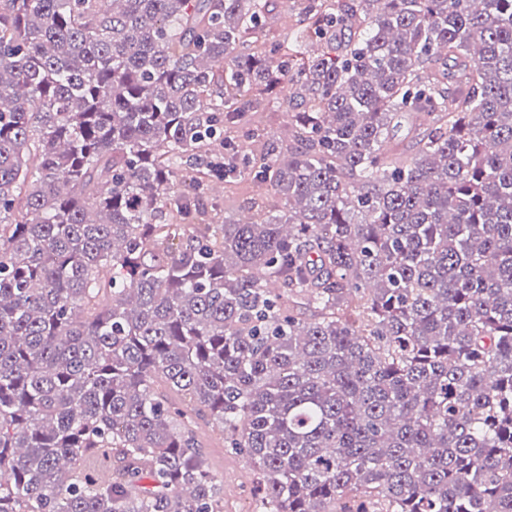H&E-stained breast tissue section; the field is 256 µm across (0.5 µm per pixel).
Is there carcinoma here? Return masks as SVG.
Here are the masks:
<instances>
[{"mask_svg": "<svg viewBox=\"0 0 512 512\" xmlns=\"http://www.w3.org/2000/svg\"><path fill=\"white\" fill-rule=\"evenodd\" d=\"M274 8L0 0V512H512V0ZM292 3L290 6H293V12L290 14L288 13V18H286V14H284L287 8H283L280 5L277 7L276 10H274L269 15V26L271 30L279 36L281 40H288L289 36L293 35L295 31V23L297 20V13L299 11L300 7V0H290ZM298 1V2H297ZM250 115L252 116V126L250 128L257 136L253 140H256V142H252L254 146H260L265 137L275 136L282 140H288L289 116L287 105L268 110L258 109V112H250ZM221 191L209 193L210 201L207 205L209 214L217 213L224 222V216L233 221L242 219L244 213L248 211L250 204L248 201L252 198L269 199V191L265 185L243 183L241 185L228 184L223 182ZM214 209V211H211ZM215 459L214 472L228 490L224 512H244L255 509L253 487L255 472L247 460L235 454L226 453L222 448H205Z\"/></svg>", "mask_w": 512, "mask_h": 512, "instance_id": "obj_1", "label": "carcinoma"}]
</instances>
